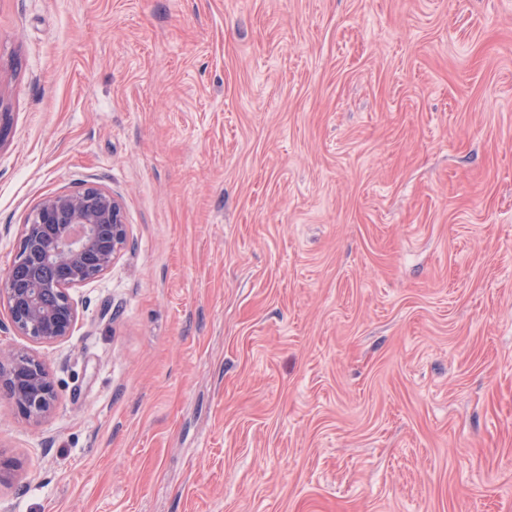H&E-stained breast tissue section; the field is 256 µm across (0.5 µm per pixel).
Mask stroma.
<instances>
[{
  "label": "stroma",
  "instance_id": "1",
  "mask_svg": "<svg viewBox=\"0 0 512 512\" xmlns=\"http://www.w3.org/2000/svg\"><path fill=\"white\" fill-rule=\"evenodd\" d=\"M0 109V270L128 231L0 512H512V0H0Z\"/></svg>",
  "mask_w": 512,
  "mask_h": 512
}]
</instances>
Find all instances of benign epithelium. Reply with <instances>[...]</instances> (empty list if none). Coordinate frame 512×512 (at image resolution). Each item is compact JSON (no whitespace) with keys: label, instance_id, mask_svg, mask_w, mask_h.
I'll return each instance as SVG.
<instances>
[{"label":"benign epithelium","instance_id":"obj_1","mask_svg":"<svg viewBox=\"0 0 512 512\" xmlns=\"http://www.w3.org/2000/svg\"><path fill=\"white\" fill-rule=\"evenodd\" d=\"M127 240L121 202L96 187L44 197L23 225L14 262L0 271L16 335L55 344L73 335L78 320L70 291L106 273ZM15 387L12 402L25 420L38 423L55 408L56 392L44 363L24 353H0Z\"/></svg>","mask_w":512,"mask_h":512}]
</instances>
